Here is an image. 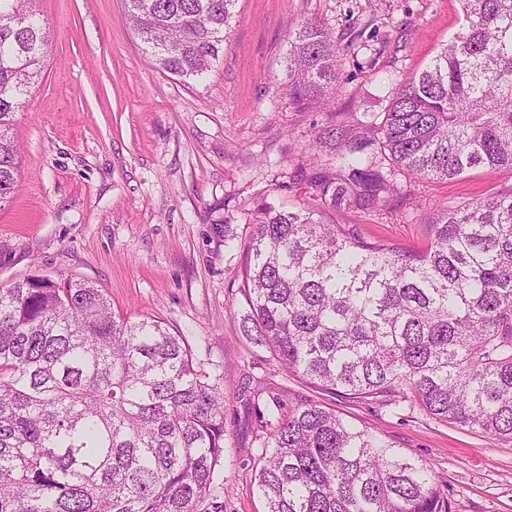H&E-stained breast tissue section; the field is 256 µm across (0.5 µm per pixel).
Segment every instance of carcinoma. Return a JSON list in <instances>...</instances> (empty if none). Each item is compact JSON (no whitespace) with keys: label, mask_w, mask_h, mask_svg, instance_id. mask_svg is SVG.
<instances>
[{"label":"carcinoma","mask_w":512,"mask_h":512,"mask_svg":"<svg viewBox=\"0 0 512 512\" xmlns=\"http://www.w3.org/2000/svg\"><path fill=\"white\" fill-rule=\"evenodd\" d=\"M33 0H0V203L19 188L14 113L49 32ZM238 0H122L145 54L182 79L224 54ZM462 31L401 86L381 123L319 135L304 152L348 175L311 179L324 204L369 208L398 191L370 150L417 179L512 173V0H460ZM336 41L288 33L303 102L336 92ZM247 249L246 335L285 371L347 399L416 406L512 439V190L437 209L420 251L267 207ZM224 375L194 367L159 320L112 315L84 280L0 288V512H195L224 458ZM253 458L266 512H451L427 465L314 402L271 414Z\"/></svg>","instance_id":"carcinoma-1"}]
</instances>
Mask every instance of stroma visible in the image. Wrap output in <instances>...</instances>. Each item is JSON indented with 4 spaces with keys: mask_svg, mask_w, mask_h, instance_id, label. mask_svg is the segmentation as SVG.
Returning a JSON list of instances; mask_svg holds the SVG:
<instances>
[{
    "mask_svg": "<svg viewBox=\"0 0 512 512\" xmlns=\"http://www.w3.org/2000/svg\"><path fill=\"white\" fill-rule=\"evenodd\" d=\"M35 7L50 48L15 114L21 180L0 204V286L34 275L88 281L114 314L164 322L198 370L224 375V458L195 512H265L252 461L263 415L303 401L423 460L452 512H512V439L315 388L243 331L242 271L262 207L306 204L325 222L421 250L436 204L512 190V175L488 168L448 181L401 176L402 194L378 208L332 210L306 184L305 145L334 124L380 122L395 91L460 32L459 0H238L224 55L200 83L143 55L121 0ZM307 19L339 47L328 108L296 101L289 87L288 33Z\"/></svg>",
    "mask_w": 512,
    "mask_h": 512,
    "instance_id": "stroma-1",
    "label": "stroma"
}]
</instances>
